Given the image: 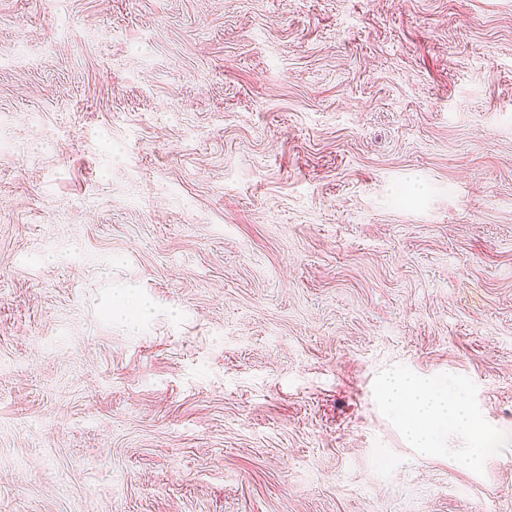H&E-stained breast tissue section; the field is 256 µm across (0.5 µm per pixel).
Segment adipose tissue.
<instances>
[{"mask_svg": "<svg viewBox=\"0 0 512 512\" xmlns=\"http://www.w3.org/2000/svg\"><path fill=\"white\" fill-rule=\"evenodd\" d=\"M379 405L419 454L453 457L461 468H479L504 447L506 436L482 418L456 380L413 371H389L377 384Z\"/></svg>", "mask_w": 512, "mask_h": 512, "instance_id": "ef3b65f1", "label": "adipose tissue"}]
</instances>
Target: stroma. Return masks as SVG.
I'll return each mask as SVG.
<instances>
[{
	"instance_id": "1",
	"label": "stroma",
	"mask_w": 512,
	"mask_h": 512,
	"mask_svg": "<svg viewBox=\"0 0 512 512\" xmlns=\"http://www.w3.org/2000/svg\"><path fill=\"white\" fill-rule=\"evenodd\" d=\"M0 512H512V0H0ZM506 448H407L381 371Z\"/></svg>"
}]
</instances>
